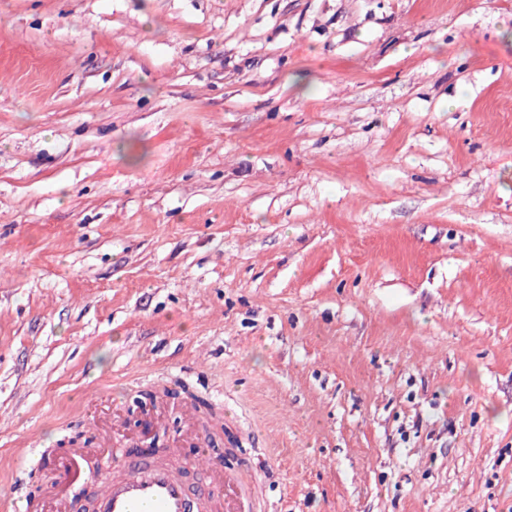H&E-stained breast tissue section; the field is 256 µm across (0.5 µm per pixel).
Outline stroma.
I'll return each instance as SVG.
<instances>
[{
    "label": "stroma",
    "instance_id": "1",
    "mask_svg": "<svg viewBox=\"0 0 512 512\" xmlns=\"http://www.w3.org/2000/svg\"><path fill=\"white\" fill-rule=\"evenodd\" d=\"M191 393L266 512H512V0H0V512Z\"/></svg>",
    "mask_w": 512,
    "mask_h": 512
}]
</instances>
